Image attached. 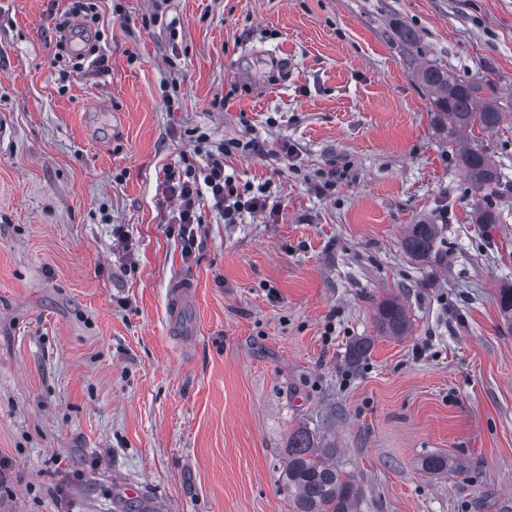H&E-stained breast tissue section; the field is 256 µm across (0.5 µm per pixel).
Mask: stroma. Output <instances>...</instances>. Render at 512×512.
<instances>
[{
    "instance_id": "obj_1",
    "label": "stroma",
    "mask_w": 512,
    "mask_h": 512,
    "mask_svg": "<svg viewBox=\"0 0 512 512\" xmlns=\"http://www.w3.org/2000/svg\"><path fill=\"white\" fill-rule=\"evenodd\" d=\"M93 2L70 32L100 74L60 45L71 0H0V512H291L299 427L359 512L512 497V0ZM429 63L498 102L499 223L431 128ZM201 139L263 144L224 171L266 207L202 195L187 258L165 172L203 173ZM438 224L421 222L409 225L404 239L406 251L415 258H429L435 249V240L438 235ZM193 283L189 279H177L170 291V319L176 323L193 302ZM379 331L385 336H403L408 328V318L403 305L395 300L381 302L377 309Z\"/></svg>"
}]
</instances>
